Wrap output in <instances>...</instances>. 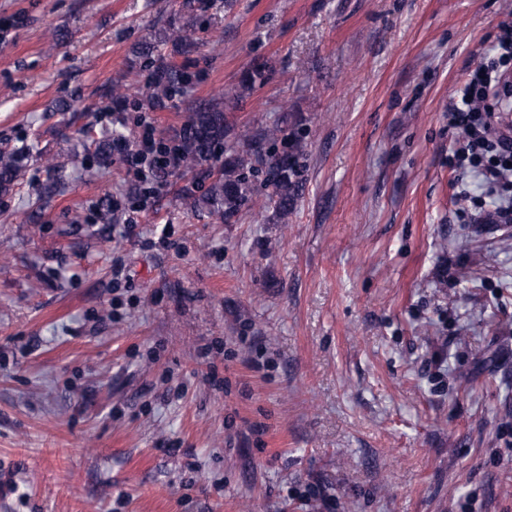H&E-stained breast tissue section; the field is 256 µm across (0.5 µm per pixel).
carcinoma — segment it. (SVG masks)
I'll use <instances>...</instances> for the list:
<instances>
[{
  "instance_id": "cac0c4a2",
  "label": "carcinoma",
  "mask_w": 512,
  "mask_h": 512,
  "mask_svg": "<svg viewBox=\"0 0 512 512\" xmlns=\"http://www.w3.org/2000/svg\"><path fill=\"white\" fill-rule=\"evenodd\" d=\"M167 44L172 45L176 52L190 51L196 45L193 29L188 26L170 28L134 49L135 55L156 64L158 78L153 83L152 94L159 105L171 100L173 94L185 89L189 82L188 73L162 54V47ZM264 79V66L252 63L242 72L240 87L248 91ZM186 112L179 135L181 165L187 170L208 169L213 176L206 194L198 199V203L226 217L253 207L257 203L256 193L244 169L248 166L261 167L269 173V200L281 217H288L302 186L299 158L304 153V145L301 141L288 139L285 128L276 124L239 135L238 139L247 145L246 154H231L223 159L216 152V147L224 145L230 132L224 117V104L214 100L199 102L190 105ZM278 139L287 142L286 150L281 153L263 150L265 143ZM17 181L18 153L0 150V193L10 191Z\"/></svg>"
}]
</instances>
